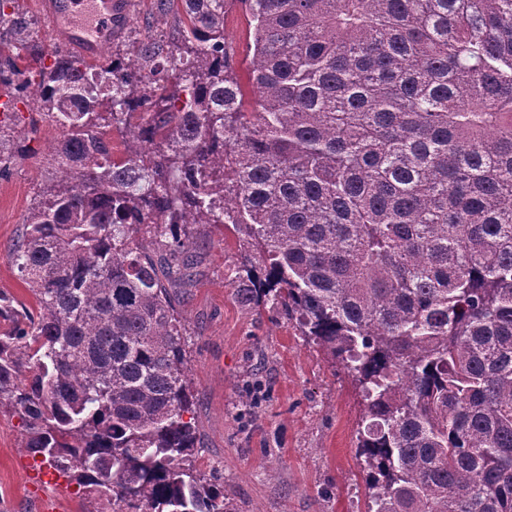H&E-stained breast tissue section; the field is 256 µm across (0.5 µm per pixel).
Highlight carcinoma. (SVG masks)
Returning a JSON list of instances; mask_svg holds the SVG:
<instances>
[{"label":"carcinoma","mask_w":512,"mask_h":512,"mask_svg":"<svg viewBox=\"0 0 512 512\" xmlns=\"http://www.w3.org/2000/svg\"><path fill=\"white\" fill-rule=\"evenodd\" d=\"M14 2L0 109L60 131L11 249L39 315L0 334L24 450L112 512H234L192 463L171 292L194 229L230 224L240 303L281 308L361 393L368 512H512V0H181L168 47L99 64L46 55ZM26 138L0 119V178ZM224 38L235 49L234 67L236 72L245 78L252 57V53L249 52L252 34L246 13L240 6L234 7L226 15Z\"/></svg>","instance_id":"obj_1"}]
</instances>
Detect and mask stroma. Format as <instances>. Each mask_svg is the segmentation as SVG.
I'll return each instance as SVG.
<instances>
[{"mask_svg":"<svg viewBox=\"0 0 512 512\" xmlns=\"http://www.w3.org/2000/svg\"><path fill=\"white\" fill-rule=\"evenodd\" d=\"M127 15L112 36V51L122 55L170 35L180 13L159 0H127ZM224 37L235 50L236 72L246 75L252 34L241 7L226 15ZM19 115L35 154L0 179V291L30 309L34 300L8 248L22 231L59 132L38 119L36 105H20ZM193 253L197 276L182 289L180 310L200 431L196 467L219 470L235 512H367L356 457L362 404L346 370L279 308L255 313L241 305L235 286L248 249L233 227L206 225ZM24 438L13 406L0 402V512L38 509Z\"/></svg>","mask_w":512,"mask_h":512,"instance_id":"1","label":"stroma"}]
</instances>
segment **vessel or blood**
Here are the masks:
<instances>
[{
	"label": "vessel or blood",
	"mask_w": 512,
	"mask_h": 512,
	"mask_svg": "<svg viewBox=\"0 0 512 512\" xmlns=\"http://www.w3.org/2000/svg\"><path fill=\"white\" fill-rule=\"evenodd\" d=\"M124 11L123 0H50L48 5L53 33L92 52L98 47L101 31L119 22ZM31 476L33 485L40 491L39 512H59L56 497L49 493L50 487L57 484L55 470L45 465L33 470Z\"/></svg>",
	"instance_id": "obj_1"
}]
</instances>
